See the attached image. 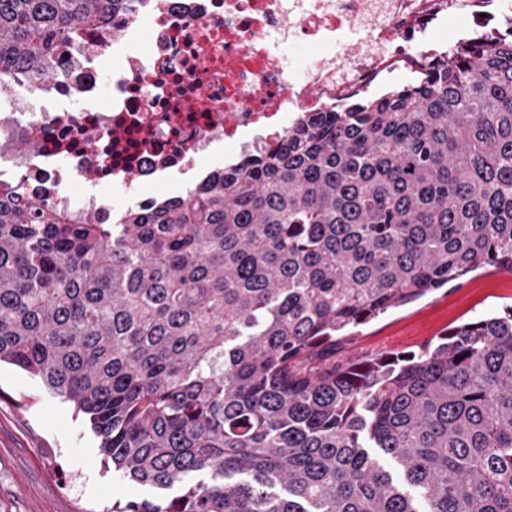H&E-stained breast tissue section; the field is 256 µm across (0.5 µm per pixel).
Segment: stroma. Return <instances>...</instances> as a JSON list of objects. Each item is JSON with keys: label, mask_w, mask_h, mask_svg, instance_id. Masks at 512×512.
Listing matches in <instances>:
<instances>
[{"label": "stroma", "mask_w": 512, "mask_h": 512, "mask_svg": "<svg viewBox=\"0 0 512 512\" xmlns=\"http://www.w3.org/2000/svg\"><path fill=\"white\" fill-rule=\"evenodd\" d=\"M511 305L512 271L473 272L351 329L337 341L336 359L419 354L452 327ZM154 495L105 467L98 438L70 403L0 366V512H109L116 500Z\"/></svg>", "instance_id": "35a3bbf8"}]
</instances>
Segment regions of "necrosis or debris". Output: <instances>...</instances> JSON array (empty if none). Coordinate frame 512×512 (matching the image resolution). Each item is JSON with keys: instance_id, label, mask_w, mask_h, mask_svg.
<instances>
[{"instance_id": "1", "label": "necrosis or debris", "mask_w": 512, "mask_h": 512, "mask_svg": "<svg viewBox=\"0 0 512 512\" xmlns=\"http://www.w3.org/2000/svg\"><path fill=\"white\" fill-rule=\"evenodd\" d=\"M509 20L512 0H135L110 94L94 64L113 45L104 29L67 45V65L26 98L0 99V177L105 223L114 202L71 189L85 174L137 192L140 207L160 177L182 193L180 175L217 143L272 149L301 115L424 73L445 24L460 43ZM297 44L314 51L306 65L284 52Z\"/></svg>"}]
</instances>
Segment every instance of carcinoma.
<instances>
[{"instance_id":"1","label":"carcinoma","mask_w":512,"mask_h":512,"mask_svg":"<svg viewBox=\"0 0 512 512\" xmlns=\"http://www.w3.org/2000/svg\"><path fill=\"white\" fill-rule=\"evenodd\" d=\"M129 11L0 0V86ZM487 266L512 270L511 29L112 224L0 193V363L158 490L111 512H512V307L423 355L334 356Z\"/></svg>"}]
</instances>
